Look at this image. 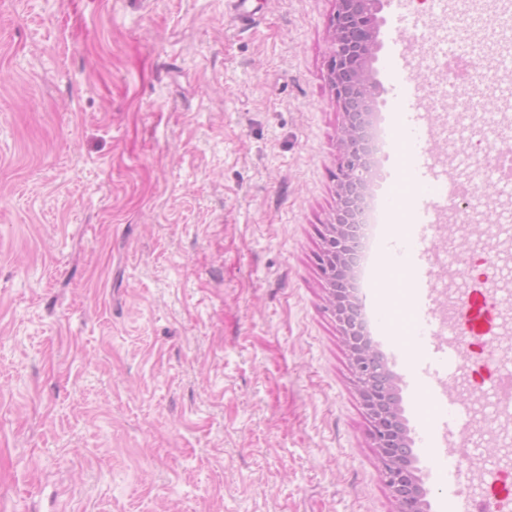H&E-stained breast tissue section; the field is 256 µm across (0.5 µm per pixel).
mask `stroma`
I'll return each instance as SVG.
<instances>
[{
	"label": "stroma",
	"mask_w": 512,
	"mask_h": 512,
	"mask_svg": "<svg viewBox=\"0 0 512 512\" xmlns=\"http://www.w3.org/2000/svg\"><path fill=\"white\" fill-rule=\"evenodd\" d=\"M0 0V512H395L316 262L335 0ZM378 15L425 47L456 7ZM391 363L415 466L428 425Z\"/></svg>",
	"instance_id": "35a3bbf8"
}]
</instances>
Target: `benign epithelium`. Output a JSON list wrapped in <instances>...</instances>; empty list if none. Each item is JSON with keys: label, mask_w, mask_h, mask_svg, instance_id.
Returning a JSON list of instances; mask_svg holds the SVG:
<instances>
[{"label": "benign epithelium", "mask_w": 512, "mask_h": 512, "mask_svg": "<svg viewBox=\"0 0 512 512\" xmlns=\"http://www.w3.org/2000/svg\"><path fill=\"white\" fill-rule=\"evenodd\" d=\"M382 4L383 0H336V10L330 20L333 43L328 70L336 102L347 121L340 142L342 156L337 174L336 217L334 222L326 225L327 238L333 240V245L323 251L320 264L323 276L332 282L330 302L340 313L348 308L341 288L346 269L344 211L350 195L361 182L357 105L378 94L370 63L378 46L377 14ZM347 335L352 361L357 368L360 394L373 418L371 438L378 449L396 512H423L418 481L410 465L397 453L402 436L400 405L392 399L387 385L364 371L365 362L372 356L369 345L361 341L351 327Z\"/></svg>", "instance_id": "1"}]
</instances>
